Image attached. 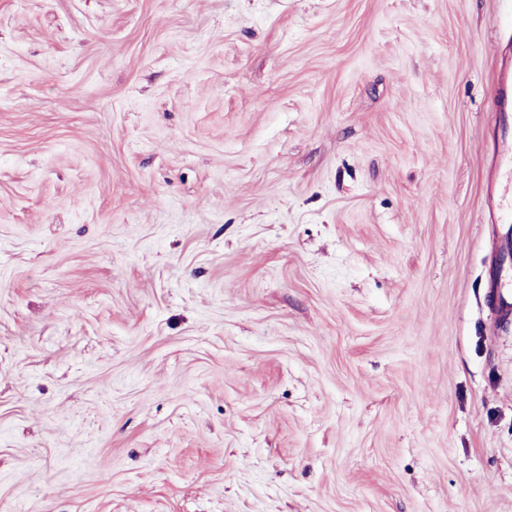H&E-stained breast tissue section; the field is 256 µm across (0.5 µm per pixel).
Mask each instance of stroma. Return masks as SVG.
<instances>
[{
  "label": "stroma",
  "mask_w": 512,
  "mask_h": 512,
  "mask_svg": "<svg viewBox=\"0 0 512 512\" xmlns=\"http://www.w3.org/2000/svg\"><path fill=\"white\" fill-rule=\"evenodd\" d=\"M508 47L504 0H0V512H512ZM494 98L500 123L507 126L512 115V58L502 57L494 84ZM494 178L489 187L488 220H512V136L504 132L492 161ZM489 301L500 318L512 316V281L502 278L501 271L493 269L489 275Z\"/></svg>",
  "instance_id": "35a3bbf8"
}]
</instances>
